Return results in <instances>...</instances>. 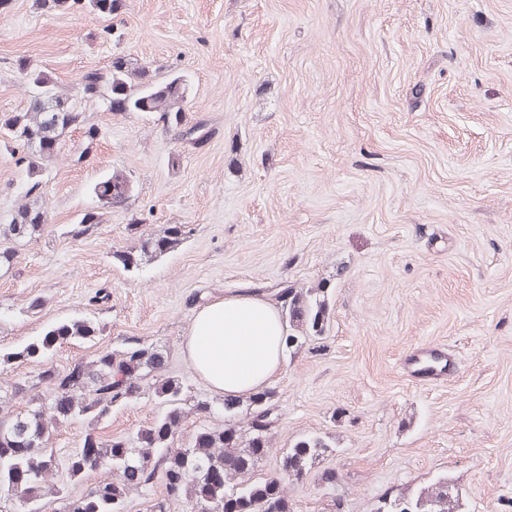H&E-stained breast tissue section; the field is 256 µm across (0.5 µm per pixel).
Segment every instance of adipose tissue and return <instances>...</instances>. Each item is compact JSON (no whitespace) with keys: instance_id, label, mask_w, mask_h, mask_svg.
Instances as JSON below:
<instances>
[{"instance_id":"1","label":"adipose tissue","mask_w":512,"mask_h":512,"mask_svg":"<svg viewBox=\"0 0 512 512\" xmlns=\"http://www.w3.org/2000/svg\"><path fill=\"white\" fill-rule=\"evenodd\" d=\"M287 328L263 293L241 291L198 309L183 342L192 370L225 398L248 396L281 372Z\"/></svg>"}]
</instances>
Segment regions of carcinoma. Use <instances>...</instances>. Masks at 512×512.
I'll return each instance as SVG.
<instances>
[{"label": "carcinoma", "instance_id": "carcinoma-1", "mask_svg": "<svg viewBox=\"0 0 512 512\" xmlns=\"http://www.w3.org/2000/svg\"><path fill=\"white\" fill-rule=\"evenodd\" d=\"M93 12L112 15L123 7V0H89ZM29 88L36 90L25 112H16L0 124L28 136L30 175L40 172L42 162L54 156L46 146L58 142L63 132L83 122L73 98L55 89L53 79L44 71L22 70ZM186 85L177 76L165 82L152 80L146 71L128 69L123 58L112 61L104 74L97 70L84 73L78 94L99 97L106 102H129L132 112L174 114L183 101ZM96 198L111 208H122L129 198L127 177L113 173L93 187ZM95 216L86 214L71 225L74 239L91 234ZM46 223L45 212L23 207L7 224H0V266H10L16 258L12 243L33 240ZM184 240V232L170 227L163 234L142 241L141 249L164 255ZM288 313L286 347L302 345L312 332L322 333L328 321L329 306L320 288H296L281 284L275 294ZM99 329L85 319H69L51 325L38 340L21 350L0 353V364L15 359L43 357L69 341L92 340ZM165 357L156 346L137 337H127L116 350L102 351L88 361H78L66 369L50 367L33 382L18 381L11 398L28 404L23 413L0 414V488L19 489L14 512H124L128 495L152 484L161 474L163 499L153 512H166L167 504L183 499L192 512H224L229 496L246 495L254 512H291L286 480L308 475L316 459L330 444L320 435L298 437L280 461L276 477L256 479L253 470L261 458L260 449L271 444L270 430L275 416L271 399L274 391L264 389L245 398L226 399L224 425L198 430L192 439L176 445L179 429L188 417L181 386L163 374ZM151 396L163 405L162 414L132 441L106 438L92 424L112 413L115 406ZM87 419L81 448L67 461L71 476L105 472L101 480L78 496L67 497L49 483L55 469V457L48 445L55 432L75 420ZM375 512H459V498L448 482L439 481L414 495H384Z\"/></svg>", "mask_w": 512, "mask_h": 512}]
</instances>
